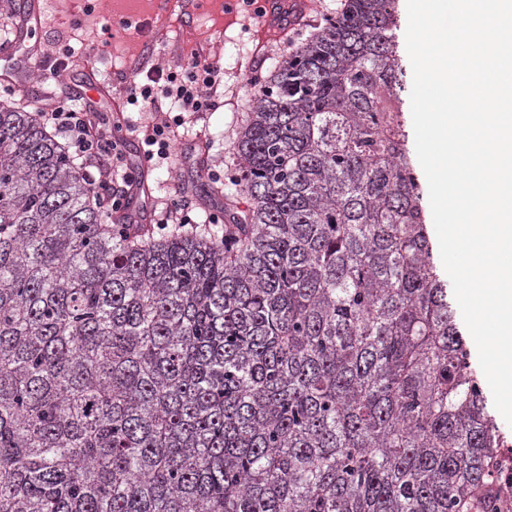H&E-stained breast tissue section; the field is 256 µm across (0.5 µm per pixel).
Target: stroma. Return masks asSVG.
<instances>
[{"mask_svg": "<svg viewBox=\"0 0 512 512\" xmlns=\"http://www.w3.org/2000/svg\"><path fill=\"white\" fill-rule=\"evenodd\" d=\"M81 7V0H48L42 23L30 33L29 44L51 51L58 42L67 41L79 54L95 55L100 46L97 32L109 25L113 0H97L92 20L95 34L91 37L73 27V16ZM336 8V0H305L300 13L281 14L279 22L284 33L268 37L264 34L265 23L227 12L224 0H209L198 11L187 14L175 10L166 21H155L149 32L111 44L104 61V76L91 77L89 67L81 64L61 71L53 81L32 70L16 80L10 96L21 102L38 101L48 110L56 101L59 85H66L70 95H84L96 102L102 119L100 129L107 134L117 123L146 125L156 118L155 112L149 110L139 112L132 108L122 112L117 108L127 97L126 86L136 67L159 65L173 69L195 51L218 61L224 68V83L217 90L216 110L193 116L181 129L168 163L145 173L149 198L140 222L154 238L176 236L180 233L176 224L163 230L157 228L153 211L177 199L182 181L196 170L192 146L204 144L211 163L227 171L234 169L238 129L257 98V80L268 77L277 60L295 51L317 31L325 16L335 14Z\"/></svg>", "mask_w": 512, "mask_h": 512, "instance_id": "35a3bbf8", "label": "stroma"}]
</instances>
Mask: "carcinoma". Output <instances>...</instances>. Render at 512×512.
Listing matches in <instances>:
<instances>
[{"instance_id":"1","label":"carcinoma","mask_w":512,"mask_h":512,"mask_svg":"<svg viewBox=\"0 0 512 512\" xmlns=\"http://www.w3.org/2000/svg\"><path fill=\"white\" fill-rule=\"evenodd\" d=\"M396 0H344L262 83L251 206L112 219L0 102V512H504L509 448L434 263Z\"/></svg>"}]
</instances>
